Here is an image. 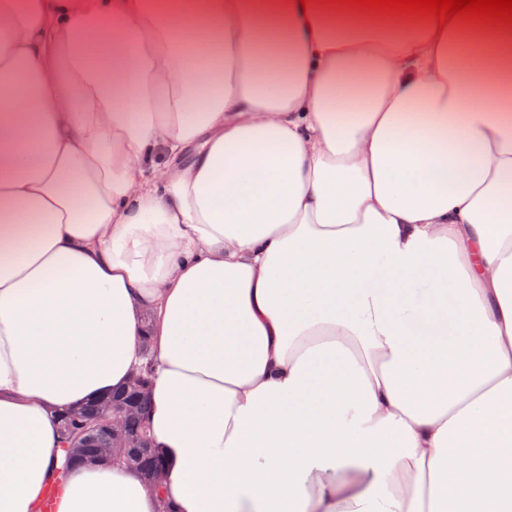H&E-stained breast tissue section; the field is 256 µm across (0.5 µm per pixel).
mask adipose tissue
Instances as JSON below:
<instances>
[{"instance_id": "obj_1", "label": "adipose tissue", "mask_w": 512, "mask_h": 512, "mask_svg": "<svg viewBox=\"0 0 512 512\" xmlns=\"http://www.w3.org/2000/svg\"><path fill=\"white\" fill-rule=\"evenodd\" d=\"M153 346L164 495L58 415ZM512 512V25L0 0V512Z\"/></svg>"}]
</instances>
